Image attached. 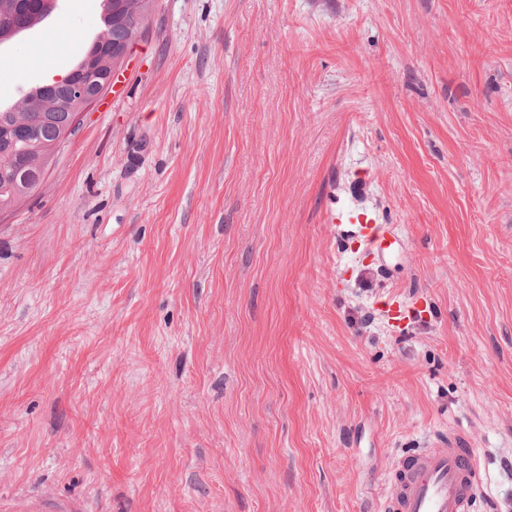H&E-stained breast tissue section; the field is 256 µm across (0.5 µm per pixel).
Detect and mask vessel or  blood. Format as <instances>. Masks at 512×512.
<instances>
[{"label": "vessel or blood", "mask_w": 512, "mask_h": 512, "mask_svg": "<svg viewBox=\"0 0 512 512\" xmlns=\"http://www.w3.org/2000/svg\"><path fill=\"white\" fill-rule=\"evenodd\" d=\"M363 242L381 245L375 219L349 218ZM481 483V470L470 449L459 444L423 448L403 459L383 494V512H470Z\"/></svg>", "instance_id": "b4317fda"}]
</instances>
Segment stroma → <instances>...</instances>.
Segmentation results:
<instances>
[{
	"instance_id": "stroma-1",
	"label": "stroma",
	"mask_w": 512,
	"mask_h": 512,
	"mask_svg": "<svg viewBox=\"0 0 512 512\" xmlns=\"http://www.w3.org/2000/svg\"><path fill=\"white\" fill-rule=\"evenodd\" d=\"M102 30L60 0L0 104ZM455 439L512 512V0H154L0 214V512H381ZM327 221L331 224L338 222H350L355 228L354 233L362 239L363 242L370 245L381 246L383 235L381 227L376 224L373 217L366 213H359L356 215L345 216L344 213L331 214L328 216Z\"/></svg>"
}]
</instances>
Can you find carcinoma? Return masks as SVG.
Returning a JSON list of instances; mask_svg holds the SVG:
<instances>
[{
	"label": "carcinoma",
	"mask_w": 512,
	"mask_h": 512,
	"mask_svg": "<svg viewBox=\"0 0 512 512\" xmlns=\"http://www.w3.org/2000/svg\"><path fill=\"white\" fill-rule=\"evenodd\" d=\"M56 0H40L39 8L21 13L18 0H0V44L47 18ZM153 0H102L103 33L89 47L80 65L70 72L88 90L107 89L115 67L123 61L116 47L133 44L150 16ZM89 103L62 81L33 88L9 110L0 108V212L12 209L44 179L56 144L72 136V116Z\"/></svg>",
	"instance_id": "cac0c4a2"
}]
</instances>
